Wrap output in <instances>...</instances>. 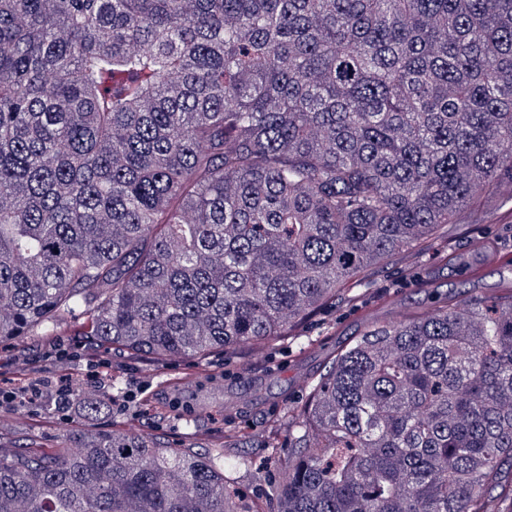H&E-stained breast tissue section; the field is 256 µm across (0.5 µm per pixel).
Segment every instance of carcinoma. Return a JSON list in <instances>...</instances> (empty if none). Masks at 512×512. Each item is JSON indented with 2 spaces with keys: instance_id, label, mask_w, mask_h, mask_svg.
I'll use <instances>...</instances> for the list:
<instances>
[{
  "instance_id": "cac0c4a2",
  "label": "carcinoma",
  "mask_w": 512,
  "mask_h": 512,
  "mask_svg": "<svg viewBox=\"0 0 512 512\" xmlns=\"http://www.w3.org/2000/svg\"><path fill=\"white\" fill-rule=\"evenodd\" d=\"M506 181L512 0H0V344H269ZM283 434L249 512H512V285L367 326ZM250 439L78 426L0 452V512H239Z\"/></svg>"
}]
</instances>
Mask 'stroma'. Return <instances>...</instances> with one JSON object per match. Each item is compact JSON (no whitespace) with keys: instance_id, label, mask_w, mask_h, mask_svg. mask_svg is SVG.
<instances>
[{"instance_id":"1","label":"stroma","mask_w":512,"mask_h":512,"mask_svg":"<svg viewBox=\"0 0 512 512\" xmlns=\"http://www.w3.org/2000/svg\"><path fill=\"white\" fill-rule=\"evenodd\" d=\"M503 204L512 209V186L507 184L472 207L459 223L444 228L443 236L452 250L448 262H440L429 250L407 262L389 261L367 276L360 303L328 304L307 320L298 341L212 353L197 383L180 382L192 368L187 360L171 358L159 364L149 357L133 360L115 352L107 390L111 405L100 419L80 421L78 415L59 411L48 399L27 408L0 407V448L12 454L58 448L71 426L82 423L99 429L116 419L132 432L204 454L231 419L252 435L248 447L238 451L244 465L230 471L231 482L244 492L240 506L245 510L252 501L274 493L277 461L288 454L284 448L265 447L267 422L306 400L310 384L324 372L331 352L362 329L365 315L394 320L411 308L429 307L428 294L435 289L480 295L512 282V267L499 261L501 252L512 251V226L496 212ZM476 238L484 242L477 250L471 247ZM473 266L481 267V278L468 276ZM50 341L46 336H27L0 346V387H6L23 362L35 381H56V372L42 360ZM146 398L161 404L179 402L184 409L182 421H163L147 413L141 407Z\"/></svg>"}]
</instances>
